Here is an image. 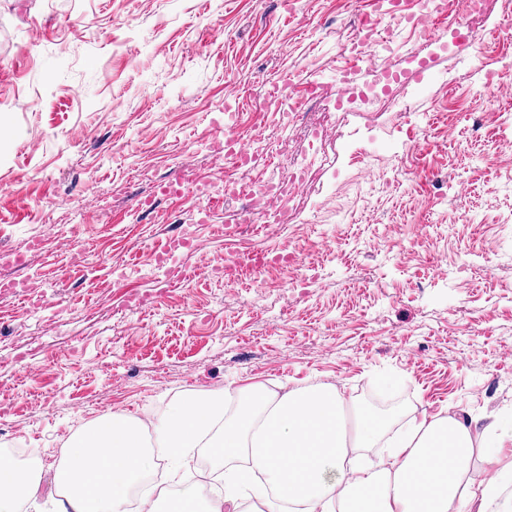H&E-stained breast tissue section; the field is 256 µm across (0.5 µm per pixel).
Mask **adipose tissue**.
<instances>
[{
    "label": "adipose tissue",
    "instance_id": "adipose-tissue-1",
    "mask_svg": "<svg viewBox=\"0 0 512 512\" xmlns=\"http://www.w3.org/2000/svg\"><path fill=\"white\" fill-rule=\"evenodd\" d=\"M335 386L251 393L231 409L227 394L186 397L152 423L157 442L188 457L216 448L225 463L226 512H512V419L412 418L390 436L361 415L345 430ZM140 422L112 416L79 433L62 455L65 512H127L129 492L153 467ZM382 449L379 461L364 456ZM483 476H472L474 462ZM36 480L0 454V512H18Z\"/></svg>",
    "mask_w": 512,
    "mask_h": 512
}]
</instances>
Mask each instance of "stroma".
Returning <instances> with one entry per match:
<instances>
[{
    "mask_svg": "<svg viewBox=\"0 0 512 512\" xmlns=\"http://www.w3.org/2000/svg\"><path fill=\"white\" fill-rule=\"evenodd\" d=\"M401 8L383 20L398 77L353 111L334 76L375 0H0V250L18 257L0 266V453L42 473L21 512H56L78 432L195 393L331 384L383 421L380 393L399 422L512 413V26L490 0L456 47L449 14L424 65L417 0ZM287 78L288 132L264 106ZM228 130L287 149L219 165ZM300 156L318 171L295 221L242 232L232 184ZM188 168L219 189L208 223L155 192ZM174 468L207 512L211 449L154 460Z\"/></svg>",
    "mask_w": 512,
    "mask_h": 512,
    "instance_id": "obj_1",
    "label": "stroma"
}]
</instances>
